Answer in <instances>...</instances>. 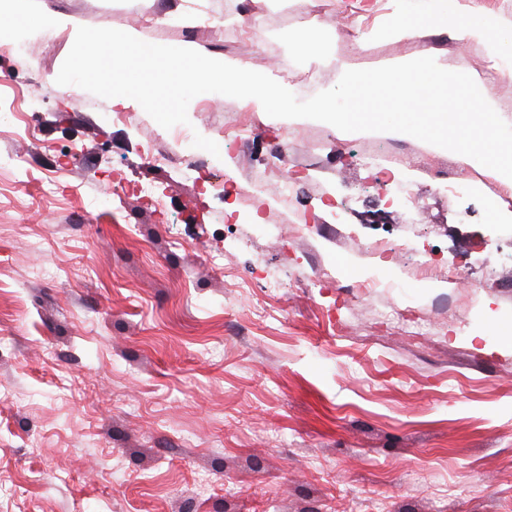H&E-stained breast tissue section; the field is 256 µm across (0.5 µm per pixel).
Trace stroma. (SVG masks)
Returning <instances> with one entry per match:
<instances>
[{
  "label": "stroma",
  "mask_w": 512,
  "mask_h": 512,
  "mask_svg": "<svg viewBox=\"0 0 512 512\" xmlns=\"http://www.w3.org/2000/svg\"><path fill=\"white\" fill-rule=\"evenodd\" d=\"M232 2L172 0L155 38L156 0L7 4L21 22L0 44L23 50L0 52V158L27 172L0 168V512H512L511 183L406 134L217 93L192 99L176 138L138 102L120 122L111 100L53 92L78 27L106 15L301 100L430 56L512 125V0H458L463 20H498L495 51L460 39L442 0H361L355 47L340 5L255 0L244 29ZM43 12L68 23L27 24ZM404 20L422 36L394 35ZM239 121L253 133L224 137ZM151 148L186 164H149ZM445 166L465 191L433 176ZM228 177L287 189L288 212L240 206L214 188ZM306 224L339 237L302 238ZM382 240L397 260L371 255ZM427 259L453 280L430 287ZM373 278L386 290H357Z\"/></svg>",
  "instance_id": "stroma-1"
}]
</instances>
